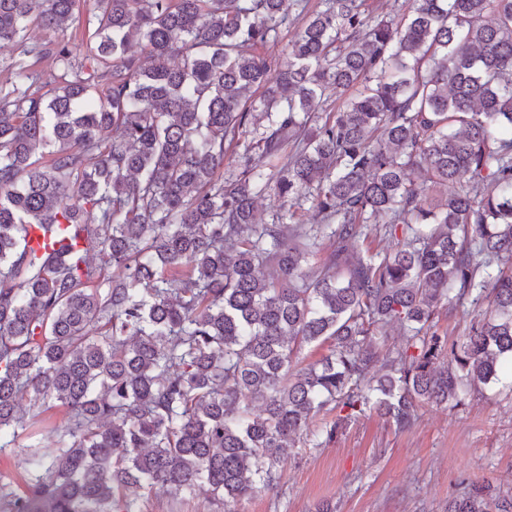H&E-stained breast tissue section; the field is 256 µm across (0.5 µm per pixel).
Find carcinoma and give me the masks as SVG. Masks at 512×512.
Here are the masks:
<instances>
[{"instance_id":"1","label":"carcinoma","mask_w":512,"mask_h":512,"mask_svg":"<svg viewBox=\"0 0 512 512\" xmlns=\"http://www.w3.org/2000/svg\"><path fill=\"white\" fill-rule=\"evenodd\" d=\"M93 3L75 44L29 23L58 29L79 0H0L15 52L0 64V452L22 449L26 474L20 493L0 483V512H136L158 486L237 512L316 414L341 411L326 441L368 410L404 429L418 403L497 380L512 0H406L388 20L321 0L272 84L262 50L284 0ZM240 145L242 170L220 175ZM266 190L287 210L260 224ZM306 203L313 224L296 220ZM54 224L77 225L80 255L29 247L30 226ZM371 224L395 248H356ZM469 298L485 309L450 347L435 318ZM394 323L407 336L383 354L374 336ZM314 343L328 354L293 369ZM448 512H512V494L477 486Z\"/></svg>"}]
</instances>
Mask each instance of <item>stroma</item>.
<instances>
[{"instance_id":"35a3bbf8","label":"stroma","mask_w":512,"mask_h":512,"mask_svg":"<svg viewBox=\"0 0 512 512\" xmlns=\"http://www.w3.org/2000/svg\"><path fill=\"white\" fill-rule=\"evenodd\" d=\"M492 483L512 492V370L461 404L422 405L414 424L365 413L321 444L292 448L279 482L238 504V512H446L449 500ZM139 512H212L208 499L184 500L159 487Z\"/></svg>"}]
</instances>
